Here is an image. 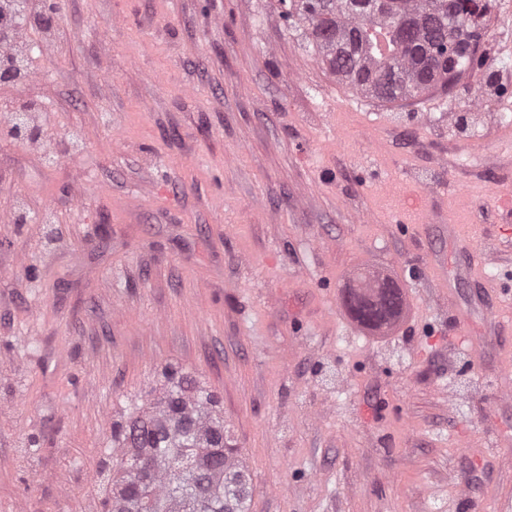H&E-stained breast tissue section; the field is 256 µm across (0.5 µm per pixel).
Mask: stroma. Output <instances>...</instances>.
Here are the masks:
<instances>
[{"instance_id": "stroma-1", "label": "stroma", "mask_w": 512, "mask_h": 512, "mask_svg": "<svg viewBox=\"0 0 512 512\" xmlns=\"http://www.w3.org/2000/svg\"><path fill=\"white\" fill-rule=\"evenodd\" d=\"M20 22L33 78L0 85V128L40 104V145L0 139V504L101 512L103 450L165 365L221 398L252 512H498L512 406L417 275L451 253L392 187L479 224L512 217L454 177L512 166V0L491 10L487 89L458 127L433 98L401 110L327 72L276 0H55ZM460 152L442 160L449 141ZM400 317L354 326L358 272Z\"/></svg>"}]
</instances>
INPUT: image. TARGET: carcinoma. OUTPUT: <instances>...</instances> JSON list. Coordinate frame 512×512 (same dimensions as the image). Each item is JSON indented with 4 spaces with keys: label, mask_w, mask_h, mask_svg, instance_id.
Here are the masks:
<instances>
[{
    "label": "carcinoma",
    "mask_w": 512,
    "mask_h": 512,
    "mask_svg": "<svg viewBox=\"0 0 512 512\" xmlns=\"http://www.w3.org/2000/svg\"><path fill=\"white\" fill-rule=\"evenodd\" d=\"M493 0H278L289 29L336 79L367 97L408 107L431 97L461 112L453 89L465 75L491 79L481 50ZM385 31L390 53L379 54L370 32ZM476 35L475 49L448 57V34ZM349 313L374 328L402 312L400 289L369 275L348 289ZM103 512H251V477L224 423L214 391L177 366L164 369L158 394L129 404L112 421L104 449Z\"/></svg>",
    "instance_id": "obj_1"
}]
</instances>
